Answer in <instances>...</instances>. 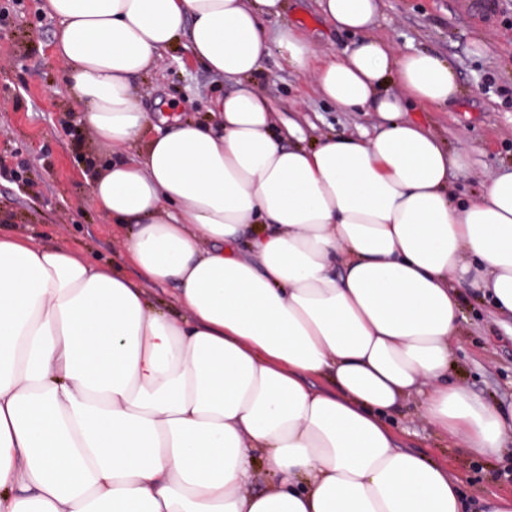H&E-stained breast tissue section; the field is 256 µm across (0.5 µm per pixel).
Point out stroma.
<instances>
[{
    "instance_id": "obj_1",
    "label": "stroma",
    "mask_w": 512,
    "mask_h": 512,
    "mask_svg": "<svg viewBox=\"0 0 512 512\" xmlns=\"http://www.w3.org/2000/svg\"><path fill=\"white\" fill-rule=\"evenodd\" d=\"M310 33L319 56L351 46L352 36L324 21L320 0H291L283 20ZM60 23L44 0H0V232L31 236L47 246H64L119 268L129 279L137 271L125 256L124 233L97 211L85 178L105 153L92 150L91 132L73 102L66 65L55 52ZM380 34L400 50H427L452 62L460 85L447 112H414L413 117L463 148L468 178L459 195L478 196L483 182L512 170V0H498L486 17L473 16L462 0H381ZM144 111L175 110L207 120L212 101L236 82L193 63L177 43L160 67L135 78ZM257 85L282 120L297 123L305 146L327 134L373 132L376 114L344 112L325 104L311 77L269 58ZM449 378L493 405L506 418L504 448L497 457L473 459L409 404L395 429L402 449L447 467L458 477L473 512L491 495H512V317L466 302L453 343Z\"/></svg>"
}]
</instances>
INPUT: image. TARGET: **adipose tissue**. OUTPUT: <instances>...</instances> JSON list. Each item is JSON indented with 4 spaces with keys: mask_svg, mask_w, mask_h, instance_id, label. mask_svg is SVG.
Instances as JSON below:
<instances>
[{
    "mask_svg": "<svg viewBox=\"0 0 512 512\" xmlns=\"http://www.w3.org/2000/svg\"><path fill=\"white\" fill-rule=\"evenodd\" d=\"M320 6L358 37L343 54L270 37L285 0H45L112 155L91 202L140 279L0 234V512H466L393 423L415 398L471 456L502 450L499 411L446 378L462 289L512 315V172L456 196L462 152L407 117L456 103L451 62L374 36L380 0ZM182 38L238 87L146 137L132 79ZM271 56L378 130L294 144L253 83Z\"/></svg>",
    "mask_w": 512,
    "mask_h": 512,
    "instance_id": "1",
    "label": "adipose tissue"
}]
</instances>
